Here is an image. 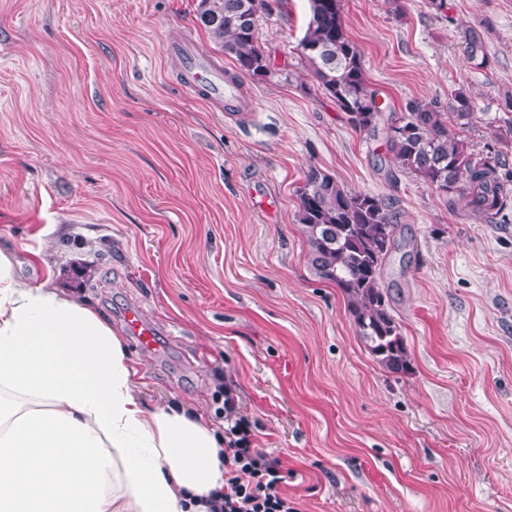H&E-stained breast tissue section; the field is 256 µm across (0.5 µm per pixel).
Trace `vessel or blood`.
<instances>
[{"mask_svg": "<svg viewBox=\"0 0 512 512\" xmlns=\"http://www.w3.org/2000/svg\"><path fill=\"white\" fill-rule=\"evenodd\" d=\"M165 51L180 62L182 82L190 93L218 105L236 97L237 86L226 80L222 68L200 50L190 37L179 36L167 43ZM124 325L127 333L144 348H153L154 329L142 318L137 309L133 308L125 313Z\"/></svg>", "mask_w": 512, "mask_h": 512, "instance_id": "b4317fda", "label": "vessel or blood"}]
</instances>
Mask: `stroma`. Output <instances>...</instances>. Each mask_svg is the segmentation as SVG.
Returning a JSON list of instances; mask_svg holds the SVG:
<instances>
[{"mask_svg":"<svg viewBox=\"0 0 512 512\" xmlns=\"http://www.w3.org/2000/svg\"><path fill=\"white\" fill-rule=\"evenodd\" d=\"M198 3L0 0V243L116 330L140 310L155 347L125 343L148 406L183 398L220 428L230 388L298 512H512V206L489 224L388 174L382 137L308 75L309 0L262 14L269 72L240 76L243 111H215L164 54L186 34L235 73ZM343 18L388 111L461 88L475 150L512 129V0H343ZM313 166L397 202L410 245L383 288L412 374L372 358L308 262L297 211ZM464 49L468 59L476 66H485L488 62L483 36L478 28L466 27L462 32Z\"/></svg>","mask_w":512,"mask_h":512,"instance_id":"1","label":"stroma"}]
</instances>
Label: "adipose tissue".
I'll list each match as a JSON object with an SVG mask.
<instances>
[{
	"label": "adipose tissue",
	"mask_w": 512,
	"mask_h": 512,
	"mask_svg": "<svg viewBox=\"0 0 512 512\" xmlns=\"http://www.w3.org/2000/svg\"><path fill=\"white\" fill-rule=\"evenodd\" d=\"M137 374L89 300L21 279L0 245V512H209L223 433L148 407Z\"/></svg>",
	"instance_id": "1"
}]
</instances>
